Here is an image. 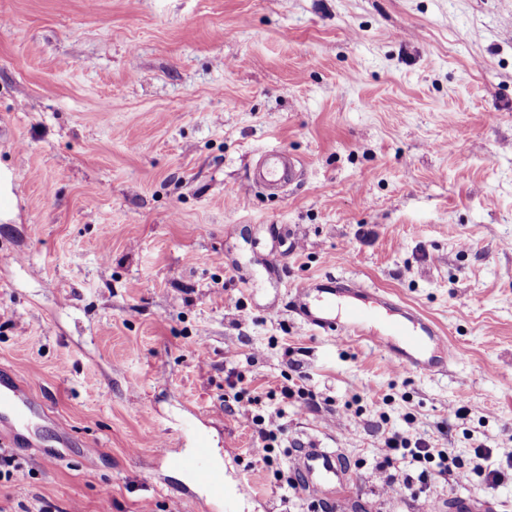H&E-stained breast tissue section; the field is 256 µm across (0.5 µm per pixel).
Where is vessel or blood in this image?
I'll return each mask as SVG.
<instances>
[{
	"label": "vessel or blood",
	"mask_w": 512,
	"mask_h": 512,
	"mask_svg": "<svg viewBox=\"0 0 512 512\" xmlns=\"http://www.w3.org/2000/svg\"><path fill=\"white\" fill-rule=\"evenodd\" d=\"M294 172L293 159L274 152L264 156L256 178L275 186L292 180ZM293 304L300 321L312 331L375 346L397 369L443 372L452 359L446 336L430 318L357 279L329 276L302 286L295 292ZM41 412L28 388L0 377L1 441L13 445L29 435ZM155 463L160 468L189 473L194 484L209 489L212 498L222 501L225 512H234L230 493L224 488V474L213 467L205 439H198L190 453L180 455L159 445ZM291 467L302 475L304 490L318 499L328 488L342 484L348 471L338 453L304 445L292 452Z\"/></svg>",
	"instance_id": "vessel-or-blood-1"
}]
</instances>
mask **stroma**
Instances as JSON below:
<instances>
[{"label": "stroma", "mask_w": 512, "mask_h": 512, "mask_svg": "<svg viewBox=\"0 0 512 512\" xmlns=\"http://www.w3.org/2000/svg\"><path fill=\"white\" fill-rule=\"evenodd\" d=\"M0 173V369L48 412L0 512H209L153 465L196 430L237 512H512V0H0ZM329 275L432 318L447 373L305 327ZM233 358L265 410L308 393L271 465ZM387 430L504 480L386 494ZM308 439L350 469L322 504L285 488ZM295 172V163L286 153L274 152L264 156L254 178L269 186H275L292 180Z\"/></svg>", "instance_id": "stroma-1"}]
</instances>
